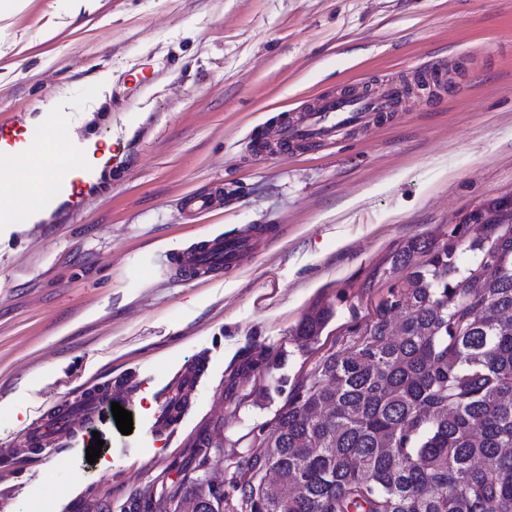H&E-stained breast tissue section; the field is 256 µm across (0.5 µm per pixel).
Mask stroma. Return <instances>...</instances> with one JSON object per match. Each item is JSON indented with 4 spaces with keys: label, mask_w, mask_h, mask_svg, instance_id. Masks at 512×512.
<instances>
[{
    "label": "stroma",
    "mask_w": 512,
    "mask_h": 512,
    "mask_svg": "<svg viewBox=\"0 0 512 512\" xmlns=\"http://www.w3.org/2000/svg\"><path fill=\"white\" fill-rule=\"evenodd\" d=\"M432 60L456 87L439 105L261 153L314 98ZM0 114L52 116L42 147L64 155L124 143L101 180L0 223V512L47 493L51 512H148L205 482L239 512L233 471L373 323L393 255L512 196V0H29L0 17ZM201 192L218 209L185 207ZM259 226L239 271L160 274L173 252ZM202 362L182 421L152 433L157 391ZM127 380L131 434L108 411L73 445L12 456L54 404ZM328 311L305 317L296 329L295 336L300 342L308 343L317 337L330 319Z\"/></svg>",
    "instance_id": "obj_1"
}]
</instances>
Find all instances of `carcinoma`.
Masks as SVG:
<instances>
[{"label": "carcinoma", "instance_id": "carcinoma-1", "mask_svg": "<svg viewBox=\"0 0 512 512\" xmlns=\"http://www.w3.org/2000/svg\"><path fill=\"white\" fill-rule=\"evenodd\" d=\"M488 214L471 237L455 227L393 256L375 322L319 364L231 479L249 512H512V210ZM329 319L305 317L297 340ZM169 501L224 512L212 486Z\"/></svg>", "mask_w": 512, "mask_h": 512}]
</instances>
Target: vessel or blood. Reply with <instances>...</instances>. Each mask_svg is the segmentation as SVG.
Wrapping results in <instances>:
<instances>
[{
	"mask_svg": "<svg viewBox=\"0 0 512 512\" xmlns=\"http://www.w3.org/2000/svg\"><path fill=\"white\" fill-rule=\"evenodd\" d=\"M444 68V61H431L413 69L411 79L392 77L383 80L379 89L372 93L352 91L319 97L297 117L282 123L277 145L293 149L335 140L339 130L364 124L369 114L388 115L400 111L414 86L427 91L430 103H439L452 91L445 81ZM52 127L53 120L49 117L24 128L0 119V145L9 148L8 153H0V170L11 169V152H35ZM259 240L255 232L244 236H219L170 256L166 268L191 275H206L219 270L237 271L255 250ZM130 394L126 387L117 391L103 387L82 390L75 399L59 402L37 421L29 429L26 443L38 448L83 435L111 403H126Z\"/></svg>",
	"mask_w": 512,
	"mask_h": 512,
	"instance_id": "vessel-or-blood-1",
	"label": "vessel or blood"
}]
</instances>
